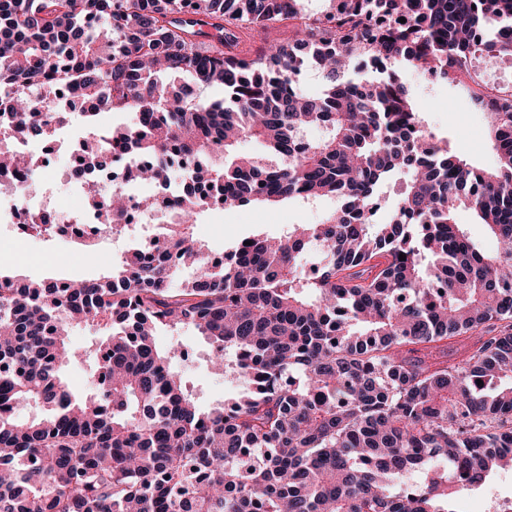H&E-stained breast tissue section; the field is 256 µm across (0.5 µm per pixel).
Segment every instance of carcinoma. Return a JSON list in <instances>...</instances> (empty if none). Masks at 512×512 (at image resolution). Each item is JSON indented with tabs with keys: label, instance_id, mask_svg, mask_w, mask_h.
<instances>
[{
	"label": "carcinoma",
	"instance_id": "obj_1",
	"mask_svg": "<svg viewBox=\"0 0 512 512\" xmlns=\"http://www.w3.org/2000/svg\"><path fill=\"white\" fill-rule=\"evenodd\" d=\"M285 21L287 40L245 46V31ZM478 50L512 57V0L316 13L304 0H0V93L19 118L1 136L51 141L68 81L98 101L82 115L90 168L131 144L147 159L135 179L166 182L171 154L195 159L176 177L212 185L226 208L336 200L322 223L211 265L191 232L208 201L188 191L163 244L135 241L101 280L0 272V512H458L461 483L512 468V94L486 110L485 169L418 132L423 101L397 73L454 82ZM307 68L319 95L299 83ZM184 73L224 98H188L173 86ZM112 112L130 123L100 127ZM312 127L326 136L304 140ZM245 138L272 161L236 153ZM82 187L103 232L122 231L124 197ZM460 209L496 252L455 222ZM188 261L194 279L174 285ZM89 322L104 337L80 399L62 366L79 356L71 326ZM185 326L244 391L210 409L192 398L182 344H155ZM454 337L472 344L450 363ZM32 403L41 413L18 421Z\"/></svg>",
	"mask_w": 512,
	"mask_h": 512
}]
</instances>
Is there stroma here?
I'll list each match as a JSON object with an SVG mask.
<instances>
[{
  "label": "stroma",
  "mask_w": 512,
  "mask_h": 512,
  "mask_svg": "<svg viewBox=\"0 0 512 512\" xmlns=\"http://www.w3.org/2000/svg\"><path fill=\"white\" fill-rule=\"evenodd\" d=\"M405 78L427 103L423 114L426 129L437 138L447 140L449 148L467 162L484 168L494 167L496 155L486 134L484 115L470 110L463 91L449 82L425 85L423 79L411 71L406 72ZM334 206V200L323 199L285 202L272 209L253 206L207 211L194 226L195 237L206 245L209 253L220 256L253 235L276 236L294 224L320 223L326 211ZM0 271L31 279L76 281L96 280L106 273L105 267L87 265L81 247L75 242L46 235L18 240L8 224H0ZM175 341L192 352L191 359L178 361L177 369L201 406L216 405L239 391L240 386L232 377L211 370L210 345L205 336L192 329L158 331L159 349H167Z\"/></svg>",
  "instance_id": "stroma-1"
}]
</instances>
